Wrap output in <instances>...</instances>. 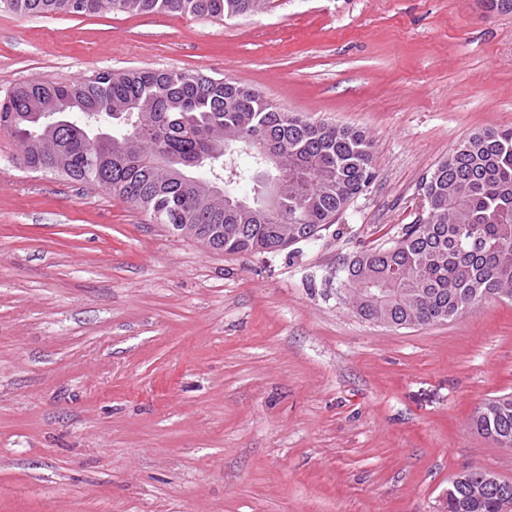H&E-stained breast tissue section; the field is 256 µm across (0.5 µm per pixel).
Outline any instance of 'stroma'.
Masks as SVG:
<instances>
[{
    "label": "stroma",
    "mask_w": 512,
    "mask_h": 512,
    "mask_svg": "<svg viewBox=\"0 0 512 512\" xmlns=\"http://www.w3.org/2000/svg\"><path fill=\"white\" fill-rule=\"evenodd\" d=\"M248 16L20 15L0 97L182 70L373 143L376 179L314 241L228 255L105 189L33 173L0 134V512H437L512 480L478 433L512 392V302L411 328L337 294L343 262L427 207L423 178L512 126V12L482 0H266ZM438 506L440 512H512V481L498 477V482L484 483L481 473L466 469L452 480Z\"/></svg>",
    "instance_id": "1"
}]
</instances>
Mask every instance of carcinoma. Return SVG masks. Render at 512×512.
<instances>
[{"instance_id":"carcinoma-1","label":"carcinoma","mask_w":512,"mask_h":512,"mask_svg":"<svg viewBox=\"0 0 512 512\" xmlns=\"http://www.w3.org/2000/svg\"><path fill=\"white\" fill-rule=\"evenodd\" d=\"M260 0H7L23 15L172 13L246 16ZM68 123L56 119L63 106ZM101 127L108 136L94 137ZM0 131L22 147L18 163L104 188L156 224H192L226 254L274 253L315 239L375 180L364 132L282 112L252 87L180 70L101 71L71 83L35 81L0 101ZM230 144L233 153L224 152ZM267 143L288 157L290 185L272 213L235 204L232 190L255 180ZM172 158L154 163L156 153ZM427 210L396 239L365 249L343 267V286L388 288L389 299H352L364 319L435 325L486 299L512 300V127L476 132L422 186ZM473 424L512 448V393L478 408ZM439 512H512V481H483L467 469Z\"/></svg>"}]
</instances>
